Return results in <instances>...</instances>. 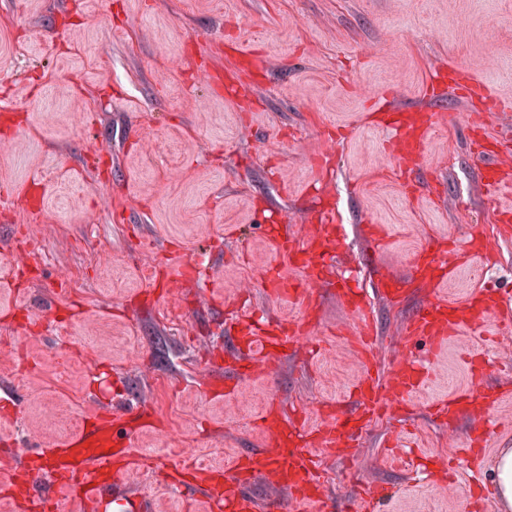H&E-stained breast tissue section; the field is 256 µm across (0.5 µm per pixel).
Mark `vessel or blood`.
Listing matches in <instances>:
<instances>
[{
	"label": "vessel or blood",
	"mask_w": 512,
	"mask_h": 512,
	"mask_svg": "<svg viewBox=\"0 0 512 512\" xmlns=\"http://www.w3.org/2000/svg\"><path fill=\"white\" fill-rule=\"evenodd\" d=\"M385 125L396 133L392 154L395 161L402 164L422 154L432 115L425 112L415 118L399 111L391 112ZM482 187L490 196L499 195L506 188L512 190V165L488 162ZM320 220V225L314 227L303 242L291 240L284 226L270 232L269 237L275 251L300 267L305 275L304 283L289 286L288 296L308 303L321 289L333 287L343 307L356 321V342L352 354L362 376L354 385L350 407L324 430L319 439L325 450L352 457L356 454L350 446L353 436L383 409L395 406L419 391L429 379L430 371L427 365L411 360L405 349L398 351L388 370L380 369L372 352L375 322L366 313L358 289L345 282H329L324 277L326 260L331 250L339 245L341 235L334 226L336 217L333 213H322ZM366 238L370 244L367 263L372 272L374 290L381 299L395 298L405 278L378 262L379 251L388 241L385 225H368ZM485 249L483 241L472 240L468 255L463 257L455 248L447 246L445 240H438L417 254L408 276L427 278L438 284L450 282L459 267H477L478 258ZM238 326L243 345L233 350L231 380L257 373L270 374L273 366L287 355L289 348L300 341L295 332L280 328L263 329L249 317L240 320ZM511 326L512 317L503 313L495 290L483 291L462 302L437 293L411 314L401 330V339L405 344L416 339L427 341L434 354L438 355L460 329L481 333ZM468 370L470 389L437 402L433 407L435 415L453 419L476 406L481 408L485 417L495 415L506 399L505 394L475 398V390L483 388L487 382L479 357H471ZM130 413L127 407L112 412L82 426L75 435L58 445L39 451L37 466L30 467L31 488L52 512L59 508V502L51 491L55 484L63 488H78L83 512H122L126 507L128 499L124 484L132 466L131 447L137 432L136 427L123 422ZM260 426L267 435L266 447L243 452L233 465L234 476H224L222 471L209 467L192 470L182 462L174 465L172 471L162 472V479H169L174 472L192 471V481L185 483L183 488L185 501L192 505L198 498H206L215 505L217 512H291L297 499L305 504L322 506L324 486L305 426L271 406L261 417ZM259 474L274 477L278 488L277 493L262 502L251 490L252 481ZM385 497L384 489L371 486L358 501L345 502L340 512H369Z\"/></svg>",
	"instance_id": "vessel-or-blood-1"
}]
</instances>
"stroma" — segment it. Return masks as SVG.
I'll return each instance as SVG.
<instances>
[{"label":"stroma","mask_w":512,"mask_h":512,"mask_svg":"<svg viewBox=\"0 0 512 512\" xmlns=\"http://www.w3.org/2000/svg\"><path fill=\"white\" fill-rule=\"evenodd\" d=\"M443 65L512 97V0H0V387L15 395L0 406V461L59 441L42 430L43 402L87 420L124 389L155 420L134 441L144 466L132 491L155 512H206L154 468L189 451L231 467L264 446L271 400L318 429L322 406L359 376L350 320L329 292L308 309L269 297L271 267L303 274L266 229L284 219L302 240L321 204L349 228L342 273L358 271L374 221L390 233L381 260L400 275L429 238L484 237L481 275L462 269L447 296L512 287V233L497 221L512 194L483 193L466 132L488 103L432 87ZM435 93L429 185L407 196L372 121ZM424 296L415 283L372 300L381 365ZM243 307L302 323L312 346L217 397L224 329ZM485 348L492 381H506L512 336L490 346L462 333L409 413L372 424L353 463L323 459L336 498L356 496L358 476L388 484L376 512H504L495 495L472 500L469 475L489 480L512 448V401L475 464L460 452L469 420L450 430L428 413L469 389L466 352ZM394 430L413 440L399 466L384 460Z\"/></svg>","instance_id":"stroma-1"}]
</instances>
